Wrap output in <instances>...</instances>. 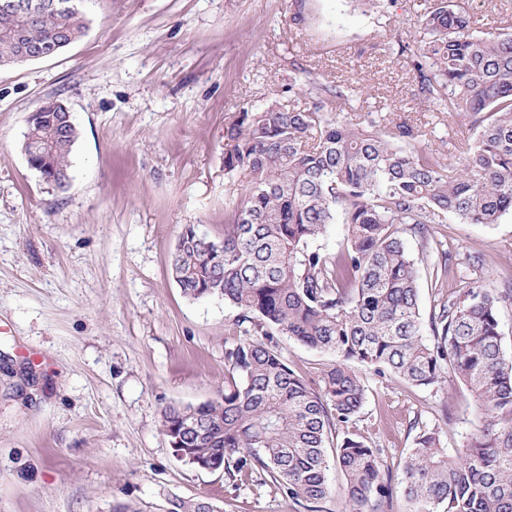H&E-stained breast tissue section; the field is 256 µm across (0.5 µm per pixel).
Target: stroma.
Instances as JSON below:
<instances>
[{"instance_id": "1", "label": "stroma", "mask_w": 512, "mask_h": 512, "mask_svg": "<svg viewBox=\"0 0 512 512\" xmlns=\"http://www.w3.org/2000/svg\"><path fill=\"white\" fill-rule=\"evenodd\" d=\"M428 0H89L87 28L55 56L0 67V512H166L207 499L221 512H303L272 483L179 460L162 431L169 405L224 393L226 348L245 337L222 299L192 301L169 257L181 228L224 236L242 196L224 171V129L289 93L354 86L391 123L456 165L474 131L415 106L399 44ZM64 101L80 136L59 191L21 151L26 117ZM451 253L478 250L490 288L512 283V217L430 227ZM289 367L321 390L332 354L278 339ZM345 433L394 476L385 512H404L398 478L419 428L458 446L479 423L457 381L420 388L364 372Z\"/></svg>"}]
</instances>
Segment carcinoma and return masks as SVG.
Listing matches in <instances>:
<instances>
[{
    "label": "carcinoma",
    "mask_w": 512,
    "mask_h": 512,
    "mask_svg": "<svg viewBox=\"0 0 512 512\" xmlns=\"http://www.w3.org/2000/svg\"><path fill=\"white\" fill-rule=\"evenodd\" d=\"M0 0V67L23 51L61 50L82 36L86 14L70 0ZM413 57L419 104L471 121L477 134L450 174L407 123L364 126L349 96L277 102L244 110L224 130V170L244 179L224 238L182 225L171 274L192 300L220 298L256 338L225 349L221 398L168 406L162 428L186 463L228 477L255 474L307 512L345 475V512H381L391 492L379 449L346 435L328 454L332 428H346L365 399L362 371L416 387L454 377L475 400L477 429L457 448L423 428L408 449L400 486L406 512H512V358L504 355L499 303L512 299L476 279L448 289L429 317L419 300V264L406 235L431 246L429 225L496 224L512 214V33L475 27L464 0H432L401 47ZM63 102L27 117L22 150L64 191L77 124ZM330 224L345 225L336 257L311 249ZM336 355L321 392L288 366L274 335ZM194 429L186 431L184 426Z\"/></svg>",
    "instance_id": "1"
}]
</instances>
